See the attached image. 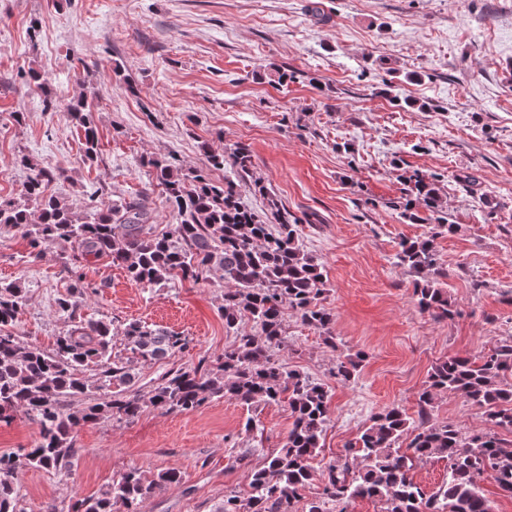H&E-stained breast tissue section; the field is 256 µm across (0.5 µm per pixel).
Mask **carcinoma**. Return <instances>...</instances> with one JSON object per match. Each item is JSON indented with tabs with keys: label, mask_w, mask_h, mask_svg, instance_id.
Wrapping results in <instances>:
<instances>
[{
	"label": "carcinoma",
	"mask_w": 512,
	"mask_h": 512,
	"mask_svg": "<svg viewBox=\"0 0 512 512\" xmlns=\"http://www.w3.org/2000/svg\"><path fill=\"white\" fill-rule=\"evenodd\" d=\"M89 112L85 99L71 106L82 129L85 157L92 161L99 153V136ZM207 158L215 169L230 168L232 176L215 182L206 170L186 168L173 156L146 161L175 217L161 233L140 198L106 204L91 196L86 213H76L48 192L50 184L64 178L62 169L19 158L28 176L20 199H0V229L26 238L29 255L39 256L46 244L69 246L65 269L82 295L97 292L83 272L82 261L90 257L109 259L130 281L147 287L217 275L225 285L224 327L234 337L212 362L168 372L145 399L135 389L136 363L189 348L186 337L139 321L117 326L106 317H88L69 293L57 299L69 329L47 352L22 344L11 331L27 306L24 284L0 283V421L21 410L40 428L33 446L0 455V512H23L19 468L71 470L72 434L81 426L108 418L130 423L148 407L189 412L225 397L248 408L284 403L292 424L283 445L250 470L248 491L224 494L215 512H294L303 499V512H328L331 505L346 512L356 498L379 501L381 512H493L481 486L487 477L502 494L512 496V442L503 438L512 434L511 339L479 355L436 362L418 396V418L397 407L374 416L347 443L345 454L324 467L318 496L305 499L330 421L331 391L289 368L277 352L288 347L286 308L333 344L335 314L322 304L327 280L317 260L302 249V219L251 179L250 147L240 143L227 156L209 152ZM405 183L403 215L414 222L427 220L437 231L402 240L396 264L414 274L413 295L420 310L448 320L457 309L444 288L448 271L438 261L434 239L453 233L455 225L448 220L436 176L414 173ZM245 187L266 199V219L240 201ZM245 322L256 332L244 329ZM118 338L131 356L113 353ZM365 358L362 350L339 356L334 376L344 382L355 379ZM448 393L482 409L486 427L464 432L452 422L434 420L435 397ZM74 398L82 404L66 408L64 402ZM404 436L409 439L405 448L400 444ZM435 459L448 463V478L429 492L413 481L411 471ZM179 481L174 469L152 480L130 469L100 495L76 500L71 512H138L143 499Z\"/></svg>",
	"instance_id": "1"
}]
</instances>
